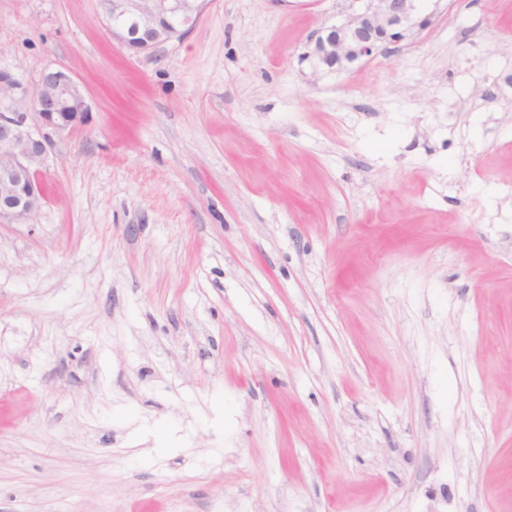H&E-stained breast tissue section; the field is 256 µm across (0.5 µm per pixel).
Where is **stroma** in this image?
Wrapping results in <instances>:
<instances>
[{
	"instance_id": "stroma-1",
	"label": "stroma",
	"mask_w": 512,
	"mask_h": 512,
	"mask_svg": "<svg viewBox=\"0 0 512 512\" xmlns=\"http://www.w3.org/2000/svg\"><path fill=\"white\" fill-rule=\"evenodd\" d=\"M340 9L0 0L91 112L0 223V512H512V0L314 70ZM106 29L120 47L142 52L182 40L198 23L205 0L99 1ZM132 21L131 26L119 23Z\"/></svg>"
}]
</instances>
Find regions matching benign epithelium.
I'll list each match as a JSON object with an SVG mask.
<instances>
[{
    "mask_svg": "<svg viewBox=\"0 0 512 512\" xmlns=\"http://www.w3.org/2000/svg\"><path fill=\"white\" fill-rule=\"evenodd\" d=\"M205 0H102L106 29L117 45L134 52L184 38L198 23ZM433 14L420 0H348L342 21L312 35L305 57L317 70H344L414 38ZM0 222L29 223L42 207L41 167L54 146L52 135L88 124L90 109L67 72L44 68L28 97L17 73L0 71ZM38 123H31V115Z\"/></svg>",
    "mask_w": 512,
    "mask_h": 512,
    "instance_id": "obj_1",
    "label": "benign epithelium"
}]
</instances>
